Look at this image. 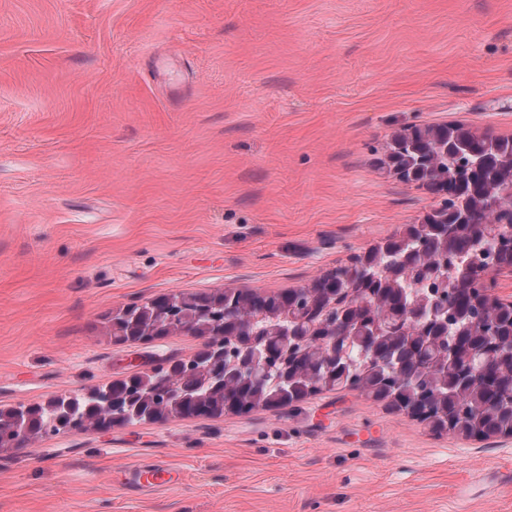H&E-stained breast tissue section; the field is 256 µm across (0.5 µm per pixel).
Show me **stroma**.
Segmentation results:
<instances>
[{
	"label": "stroma",
	"mask_w": 512,
	"mask_h": 512,
	"mask_svg": "<svg viewBox=\"0 0 512 512\" xmlns=\"http://www.w3.org/2000/svg\"><path fill=\"white\" fill-rule=\"evenodd\" d=\"M451 122L512 136V0H0V407L201 345L109 312L297 288L418 222L438 197L377 160ZM154 462L179 483H129ZM0 512H512V436L325 390L1 450Z\"/></svg>",
	"instance_id": "1"
}]
</instances>
